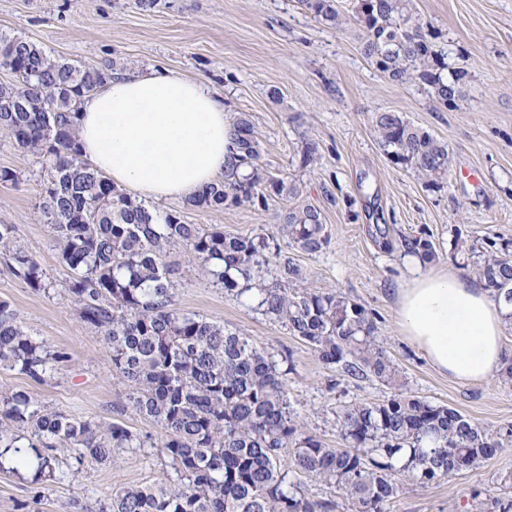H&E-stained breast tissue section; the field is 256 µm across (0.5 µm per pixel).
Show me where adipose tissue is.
Here are the masks:
<instances>
[{
  "label": "adipose tissue",
  "instance_id": "obj_1",
  "mask_svg": "<svg viewBox=\"0 0 512 512\" xmlns=\"http://www.w3.org/2000/svg\"><path fill=\"white\" fill-rule=\"evenodd\" d=\"M84 159L144 201L186 199L215 182L230 156L224 100L172 72L115 73L76 118ZM507 309L445 270L413 272L397 296L401 332L439 372L476 383L501 370Z\"/></svg>",
  "mask_w": 512,
  "mask_h": 512
}]
</instances>
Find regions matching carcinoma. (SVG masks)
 I'll list each match as a JSON object with an SVG mask.
<instances>
[{
  "instance_id": "1",
  "label": "carcinoma",
  "mask_w": 512,
  "mask_h": 512,
  "mask_svg": "<svg viewBox=\"0 0 512 512\" xmlns=\"http://www.w3.org/2000/svg\"><path fill=\"white\" fill-rule=\"evenodd\" d=\"M311 13L340 25L339 0H300ZM353 15L365 30L362 50L397 82L420 81L448 103L459 100L469 73L448 69L414 16L411 0H355ZM0 68L15 76L0 83V133L21 150L45 158L49 172L41 209L49 220L65 291L81 321L107 345L114 383L129 388L132 410L155 434L119 422L107 426L42 406L30 393L0 390V448H13L15 473L32 467L40 489L71 474L63 460L111 463L129 448H157L173 473L163 483L122 487L97 512H333L314 503L290 473H303L341 490L354 512H386L398 477L433 482L494 457L512 446V427L490 432L454 408L397 391L399 371L362 306L329 290L300 288V269L286 247L316 253L327 244L321 212L288 208L280 237L230 234L217 224H187L125 193L88 164L77 144L79 100L119 71L112 61L74 64L19 36L0 37ZM449 74H444L445 70ZM379 145L390 159L434 184L450 166L448 144L399 112L373 116ZM260 143L247 118L232 124V157L224 176L189 200L198 208L264 205L298 188L269 177L259 165ZM247 169L249 173L240 174ZM14 227L0 224V253L26 287L51 282L38 260L14 245ZM179 244L211 281L231 295H257L253 310L287 327L328 368L372 374L394 389L381 402H353L339 413L342 448H329L304 431L290 409L285 368L274 355L224 325L177 307L175 269L167 248ZM407 251L430 260L431 242L405 241ZM275 262V279L262 271ZM476 276L497 302L512 306V242H489L472 259ZM71 358L32 337L0 302V369L43 384ZM288 465H283V457Z\"/></svg>"
}]
</instances>
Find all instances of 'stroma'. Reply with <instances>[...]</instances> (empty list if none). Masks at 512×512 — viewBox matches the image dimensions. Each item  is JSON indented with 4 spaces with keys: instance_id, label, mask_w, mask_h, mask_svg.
I'll return each instance as SVG.
<instances>
[{
    "instance_id": "35a3bbf8",
    "label": "stroma",
    "mask_w": 512,
    "mask_h": 512,
    "mask_svg": "<svg viewBox=\"0 0 512 512\" xmlns=\"http://www.w3.org/2000/svg\"><path fill=\"white\" fill-rule=\"evenodd\" d=\"M412 10L437 36L449 67L469 72L455 106L440 103L421 82L390 80L361 52L355 23L322 24L299 0H0V34L21 36L57 58L99 65L123 63L127 72L164 68L202 82L224 98L226 118L254 125L268 174L299 188V202L321 211L328 243L316 254L292 251L306 287L334 289L375 318L402 374L404 395L447 405L488 428L512 425V383L492 375L463 383L438 372L401 336L397 290L409 277L402 239L432 242V270L466 282L471 270L451 261L453 243L484 250L486 241H512V0H412ZM400 112L450 148V171L431 186L392 163L372 127L374 113ZM317 145L303 164L304 142ZM0 167L15 170L16 186H0V224L14 227L18 245L34 255L53 286L26 288L0 259V301L18 322L71 361L45 384L0 372V386L33 392L44 406L101 422L121 420L153 432L128 407L126 390L112 383L101 336L78 317L60 286L53 232L40 210L47 164L0 136ZM288 198L266 205L202 210L186 201L161 203L189 224H218L231 234H277ZM388 227L380 237L377 226ZM166 261L176 271L179 308L252 337L276 356H289L288 392L308 431L340 445L337 413L354 400L379 401L390 390L375 377L354 378L326 368L282 324L267 320L213 286L188 262L182 246ZM170 467L154 448L120 453L114 465L89 463L70 481L45 490L41 512H58L79 497L95 503L113 489L157 481ZM512 499V447L475 468L420 484L402 478L388 512H498Z\"/></svg>"
}]
</instances>
